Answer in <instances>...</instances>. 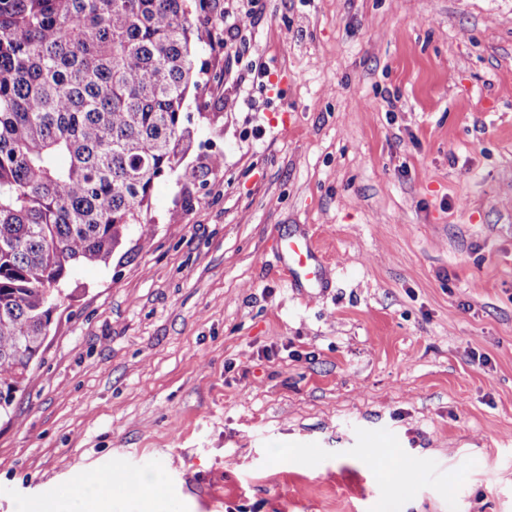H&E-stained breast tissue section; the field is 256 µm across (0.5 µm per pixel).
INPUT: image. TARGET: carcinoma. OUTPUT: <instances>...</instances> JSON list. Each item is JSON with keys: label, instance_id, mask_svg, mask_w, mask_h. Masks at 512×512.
I'll use <instances>...</instances> for the list:
<instances>
[{"label": "carcinoma", "instance_id": "cac0c4a2", "mask_svg": "<svg viewBox=\"0 0 512 512\" xmlns=\"http://www.w3.org/2000/svg\"><path fill=\"white\" fill-rule=\"evenodd\" d=\"M208 0H0V415L70 295L191 146Z\"/></svg>", "mask_w": 512, "mask_h": 512}]
</instances>
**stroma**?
<instances>
[{
	"label": "stroma",
	"mask_w": 512,
	"mask_h": 512,
	"mask_svg": "<svg viewBox=\"0 0 512 512\" xmlns=\"http://www.w3.org/2000/svg\"><path fill=\"white\" fill-rule=\"evenodd\" d=\"M150 234L78 267L0 420V512H512V0H209ZM265 68V78L254 75ZM319 247L294 287L272 241ZM112 477H79L58 503V512H112V497L107 496ZM163 483V476L161 474H153L149 476H145L141 480V492L133 497L123 495L119 496L123 503H129L133 505L134 507L127 509L128 512H151L147 511L145 508H142L144 510H139L141 506H143L145 503H147L150 500H154L155 497V489L159 486H161ZM140 506V507H139Z\"/></svg>",
	"instance_id": "35a3bbf8"
}]
</instances>
